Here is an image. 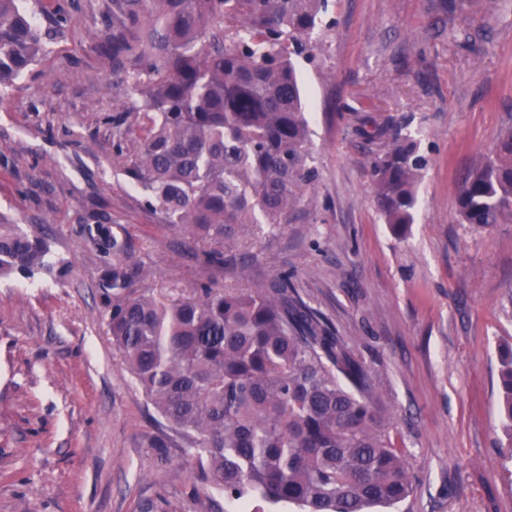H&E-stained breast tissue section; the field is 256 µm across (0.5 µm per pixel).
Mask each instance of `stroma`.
<instances>
[{"instance_id":"1","label":"stroma","mask_w":512,"mask_h":512,"mask_svg":"<svg viewBox=\"0 0 512 512\" xmlns=\"http://www.w3.org/2000/svg\"><path fill=\"white\" fill-rule=\"evenodd\" d=\"M69 32L0 98V213L43 236L50 268L0 277V512H207L185 448L141 447L156 423L112 349L100 225L126 236L147 288H251L283 270L373 373L416 479L397 512H512L498 370L512 349V221L463 223L457 194L512 128L506 0H330L295 64L319 177L281 228L240 240L245 277L204 262L112 164V0H61ZM399 119L428 165L393 233L368 163Z\"/></svg>"}]
</instances>
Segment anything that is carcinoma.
<instances>
[{
    "label": "carcinoma",
    "instance_id": "obj_1",
    "mask_svg": "<svg viewBox=\"0 0 512 512\" xmlns=\"http://www.w3.org/2000/svg\"><path fill=\"white\" fill-rule=\"evenodd\" d=\"M328 0H112L100 47L125 78L112 118L116 157L165 226L211 246L206 261L245 265L236 245L253 224H286L317 174L304 90L292 55ZM45 0H0V92L65 37ZM370 161L377 206L397 234L412 223L426 159L391 119ZM468 224L512 217V131L463 179ZM112 237L101 285L112 346L158 416L144 444L181 442L198 478L224 501L264 512H371L415 489L371 368L286 272L255 288L209 285L167 298ZM48 245L0 216V275L46 270ZM498 413L512 447V356L499 371Z\"/></svg>",
    "mask_w": 512,
    "mask_h": 512
}]
</instances>
